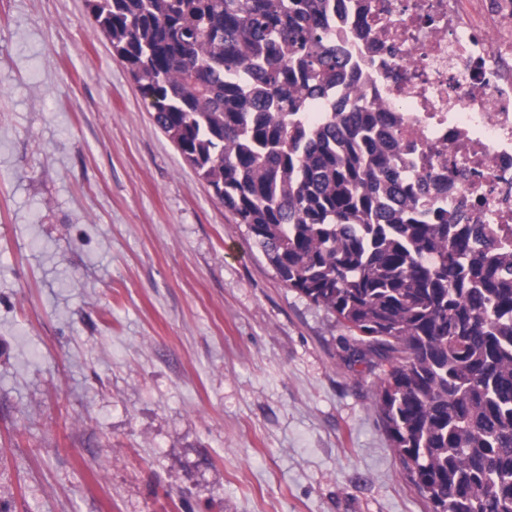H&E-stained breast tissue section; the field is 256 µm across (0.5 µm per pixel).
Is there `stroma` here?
<instances>
[{
    "instance_id": "1",
    "label": "stroma",
    "mask_w": 512,
    "mask_h": 512,
    "mask_svg": "<svg viewBox=\"0 0 512 512\" xmlns=\"http://www.w3.org/2000/svg\"><path fill=\"white\" fill-rule=\"evenodd\" d=\"M353 345L87 0H0V512H426Z\"/></svg>"
}]
</instances>
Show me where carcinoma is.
Wrapping results in <instances>:
<instances>
[{"label":"carcinoma","instance_id":"carcinoma-1","mask_svg":"<svg viewBox=\"0 0 512 512\" xmlns=\"http://www.w3.org/2000/svg\"><path fill=\"white\" fill-rule=\"evenodd\" d=\"M155 124L281 281L380 368L375 409L429 512H512V226L408 195L357 96L331 0H89Z\"/></svg>","mask_w":512,"mask_h":512}]
</instances>
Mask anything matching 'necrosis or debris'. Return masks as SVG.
<instances>
[{
	"instance_id": "obj_1",
	"label": "necrosis or debris",
	"mask_w": 512,
	"mask_h": 512,
	"mask_svg": "<svg viewBox=\"0 0 512 512\" xmlns=\"http://www.w3.org/2000/svg\"><path fill=\"white\" fill-rule=\"evenodd\" d=\"M348 60L307 120L380 105L414 197L454 224L512 225V0H332Z\"/></svg>"
}]
</instances>
